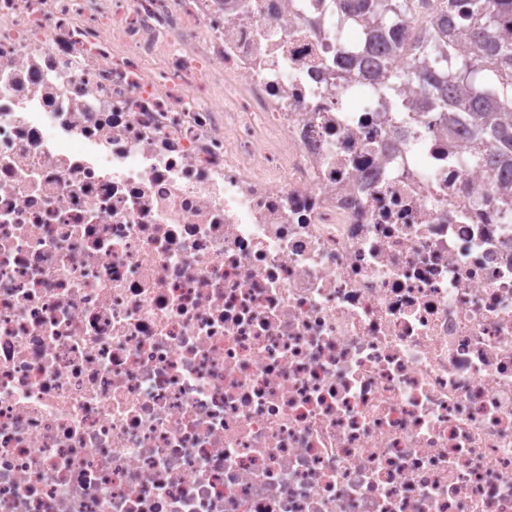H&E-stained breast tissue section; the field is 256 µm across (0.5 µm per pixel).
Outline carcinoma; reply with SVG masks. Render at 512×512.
I'll list each match as a JSON object with an SVG mask.
<instances>
[{"mask_svg": "<svg viewBox=\"0 0 512 512\" xmlns=\"http://www.w3.org/2000/svg\"><path fill=\"white\" fill-rule=\"evenodd\" d=\"M344 15L367 24V49L378 59L380 93L395 98L414 85L423 105L464 114L473 161L490 183L512 176V0H335ZM440 12L431 27L413 34L427 49L422 62L395 71L389 60L400 46L403 18L413 9Z\"/></svg>", "mask_w": 512, "mask_h": 512, "instance_id": "1", "label": "carcinoma"}]
</instances>
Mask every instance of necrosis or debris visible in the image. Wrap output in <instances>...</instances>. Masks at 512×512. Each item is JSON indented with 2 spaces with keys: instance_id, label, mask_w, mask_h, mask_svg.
Returning a JSON list of instances; mask_svg holds the SVG:
<instances>
[{
  "instance_id": "necrosis-or-debris-1",
  "label": "necrosis or debris",
  "mask_w": 512,
  "mask_h": 512,
  "mask_svg": "<svg viewBox=\"0 0 512 512\" xmlns=\"http://www.w3.org/2000/svg\"><path fill=\"white\" fill-rule=\"evenodd\" d=\"M337 29L0 0V512H512L505 195Z\"/></svg>"
}]
</instances>
